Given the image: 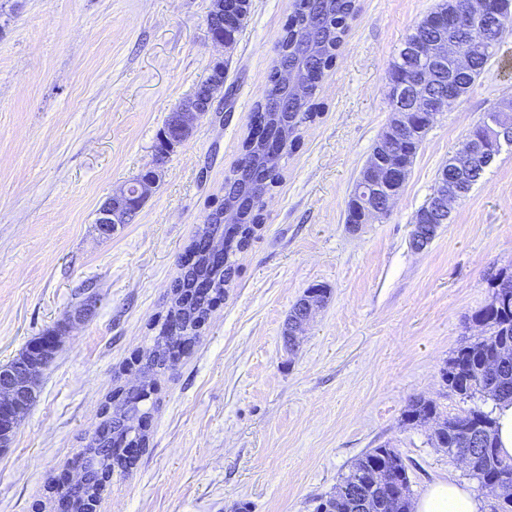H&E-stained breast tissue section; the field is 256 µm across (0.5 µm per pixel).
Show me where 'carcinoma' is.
I'll use <instances>...</instances> for the list:
<instances>
[{
    "label": "carcinoma",
    "mask_w": 512,
    "mask_h": 512,
    "mask_svg": "<svg viewBox=\"0 0 512 512\" xmlns=\"http://www.w3.org/2000/svg\"><path fill=\"white\" fill-rule=\"evenodd\" d=\"M251 8L252 3H242L233 22L224 28H215L214 34L237 41ZM357 13L358 0H296L295 9L276 43L266 96H288L277 81L279 67L294 60L297 47L309 35V23L319 15L322 16L318 32L322 44L320 58L315 70L305 78L303 97L288 102L285 115L269 111L263 100L253 108V116L264 114L267 135L281 150L280 159L287 158L298 148L303 128L316 118V92L333 67ZM507 32H512V12L498 20L485 48L474 54L471 65L463 71L448 62H420L409 55L407 48H401L388 72L391 111L401 112L407 107V100L395 96L394 91L400 76L410 67L430 71L436 77L437 92L448 87L451 81L459 85V96L467 94L495 57ZM431 127L433 123L424 122L418 125V135H403L394 140L393 149L381 158L382 163L411 167ZM281 181L282 166L268 170L259 147L252 145L250 136H245L241 158L233 173L224 179V198L212 206L204 223L196 228L186 251L193 257V263L182 267L173 281L166 316L153 336L152 347L139 357L137 370L155 376L167 369L166 353L172 343L178 340L197 342L213 308L224 300L226 288L238 273L235 252L251 243L255 226L264 223L261 193L273 191ZM228 206L237 207V219L226 226L224 209ZM224 236L235 238V245L225 250L224 260L218 263L213 260L209 243L215 237ZM488 287L491 294H504L508 299L495 310L484 307L474 313L472 320L484 322V335L463 344L448 357L441 368V379L447 389L463 398H487L497 405L512 402V270H500L489 280ZM496 351L505 352L507 356L501 360L498 372L489 376L485 365ZM150 395L148 385L143 388V394L126 397L115 409L110 401L102 407L98 427L81 448V453L97 462L90 470L88 484L82 488H55L58 496L72 500L75 512L95 507L114 471L126 469L121 449L148 447L147 434L133 423L115 417V413L127 405L142 411ZM406 420L435 423L433 445L450 455L466 453L473 457L470 475L480 483L508 476L509 480L502 483L493 512H512V458L506 459L500 454L494 410L476 404L461 414L448 416L442 414L436 401L419 399L409 405ZM317 512H411L409 476L400 453L381 446L363 454L353 463L336 493L321 500Z\"/></svg>",
    "instance_id": "cac0c4a2"
}]
</instances>
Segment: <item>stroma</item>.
Here are the masks:
<instances>
[{
  "mask_svg": "<svg viewBox=\"0 0 512 512\" xmlns=\"http://www.w3.org/2000/svg\"><path fill=\"white\" fill-rule=\"evenodd\" d=\"M295 0H253L236 44L213 43L210 0H0V365L51 330L59 345L37 397L0 449V512H43L46 485L100 421L152 345L179 260L241 156ZM437 0H360L320 84L266 222L193 350L157 376L149 446L113 474L98 512H315L351 465L387 445L412 499L438 479L492 494L431 427L469 401L439 370L479 334L488 280L512 267V147H503L421 251L417 210L439 168L491 105L512 97V33L496 61L428 131L390 213L351 230L346 205L391 118L387 74ZM224 63V91L161 168L159 186L112 236L95 221L118 184L153 166L169 114ZM327 291L296 347L288 313ZM86 307L85 319L70 322Z\"/></svg>",
  "mask_w": 512,
  "mask_h": 512,
  "instance_id": "stroma-1",
  "label": "stroma"
}]
</instances>
